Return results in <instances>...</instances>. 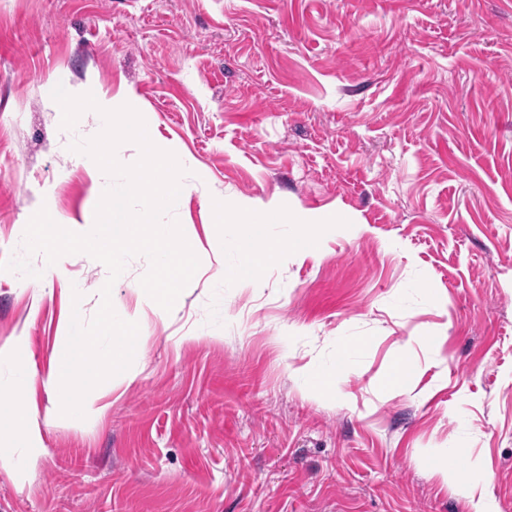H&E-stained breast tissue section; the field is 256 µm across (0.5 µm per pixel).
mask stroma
I'll list each match as a JSON object with an SVG mask.
<instances>
[{
	"mask_svg": "<svg viewBox=\"0 0 512 512\" xmlns=\"http://www.w3.org/2000/svg\"><path fill=\"white\" fill-rule=\"evenodd\" d=\"M130 104L187 169L198 275L101 422L58 418L34 468L0 455V512H512V0H0V261L51 205L81 231L101 196L48 88ZM258 213L340 211L262 285L210 195ZM0 271V345L45 373L107 268ZM336 394L313 391L346 344ZM418 371L395 393L399 361ZM465 474L444 484L431 462Z\"/></svg>",
	"mask_w": 512,
	"mask_h": 512,
	"instance_id": "stroma-1",
	"label": "stroma"
}]
</instances>
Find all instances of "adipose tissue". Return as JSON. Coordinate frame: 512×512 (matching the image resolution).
Masks as SVG:
<instances>
[{"label": "adipose tissue", "mask_w": 512, "mask_h": 512, "mask_svg": "<svg viewBox=\"0 0 512 512\" xmlns=\"http://www.w3.org/2000/svg\"><path fill=\"white\" fill-rule=\"evenodd\" d=\"M210 215L215 230L220 231L225 225H233L243 241L244 254L241 261L236 267L226 270V278L249 283L259 282L267 266L288 252L287 246L272 241L266 233L259 230V219L249 206L230 209L220 199L215 198L210 203Z\"/></svg>", "instance_id": "ef3b65f1"}]
</instances>
